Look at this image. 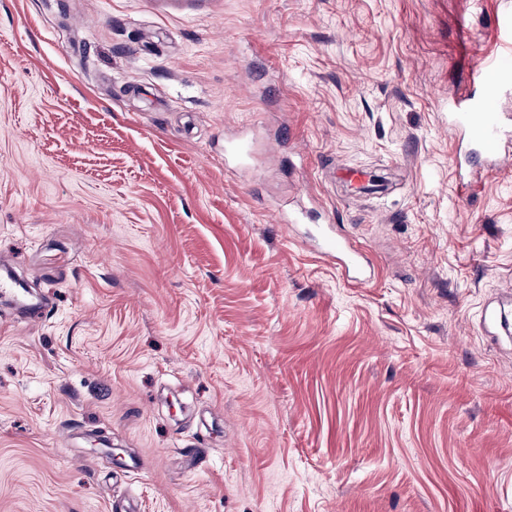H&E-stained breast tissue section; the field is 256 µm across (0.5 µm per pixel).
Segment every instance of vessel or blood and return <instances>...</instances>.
Returning <instances> with one entry per match:
<instances>
[{"mask_svg": "<svg viewBox=\"0 0 512 512\" xmlns=\"http://www.w3.org/2000/svg\"><path fill=\"white\" fill-rule=\"evenodd\" d=\"M512 87V57L504 56L486 64L472 79V85L448 103V125L465 140L459 154L475 153L495 158L505 149L499 97ZM308 242L319 254L332 259L347 281L361 284L369 279L363 255L332 224H323Z\"/></svg>", "mask_w": 512, "mask_h": 512, "instance_id": "obj_1", "label": "vessel or blood"}]
</instances>
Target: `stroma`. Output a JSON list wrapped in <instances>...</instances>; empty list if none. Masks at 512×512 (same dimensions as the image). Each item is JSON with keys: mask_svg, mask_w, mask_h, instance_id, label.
<instances>
[{"mask_svg": "<svg viewBox=\"0 0 512 512\" xmlns=\"http://www.w3.org/2000/svg\"><path fill=\"white\" fill-rule=\"evenodd\" d=\"M510 8L0 0V512H512ZM471 83L472 87L448 101V127L463 134L458 148L460 161L470 152L486 159L505 151L498 103L502 91L512 87L511 55L486 64ZM306 243L314 246L319 254L334 260L347 281L363 284L370 278L362 253L338 231L335 224H321Z\"/></svg>", "mask_w": 512, "mask_h": 512, "instance_id": "stroma-1", "label": "stroma"}]
</instances>
